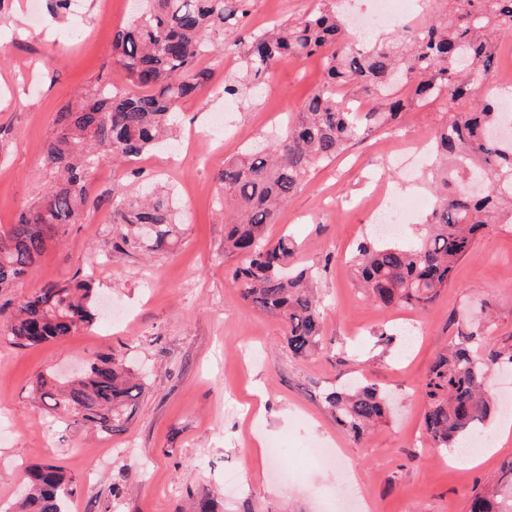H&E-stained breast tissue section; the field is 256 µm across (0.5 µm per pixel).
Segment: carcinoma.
<instances>
[{
  "instance_id": "1",
  "label": "carcinoma",
  "mask_w": 512,
  "mask_h": 512,
  "mask_svg": "<svg viewBox=\"0 0 512 512\" xmlns=\"http://www.w3.org/2000/svg\"><path fill=\"white\" fill-rule=\"evenodd\" d=\"M140 9L118 31L112 55L130 94L112 82L97 85L55 120L45 152L54 182L44 197L0 230V291L11 288L39 264L62 228L82 223L89 200L85 180L99 164H121L156 148H172L178 103L214 90L212 72L195 61L224 45L230 26L246 27L250 0H138ZM448 13L423 25L407 23L392 43L359 47L344 42L346 23L332 0L300 17L251 30L229 47L239 48L250 80L222 84L224 97L255 91L285 61L319 56L323 77L295 117L257 149L245 146L224 161L217 202L224 209V253L238 255L232 279L243 299L286 326V344L306 357L322 340V312L314 292L315 272L293 264L290 235L271 242L267 225L308 183L321 165L348 145L396 122L401 113L442 102L452 113L431 140L434 156L428 184L433 205L424 228L410 243L376 238L356 246L352 263L362 288L385 308H425L448 287L457 265L476 239L503 216H512V140L496 135L506 113L492 85L499 67L498 41L512 37V0H445ZM353 87L367 98L358 112L339 90ZM409 88L400 96V89ZM478 176L484 191L466 188ZM112 223L121 243L146 253L163 252L177 238L173 197L149 184L133 199L112 203ZM98 319L92 279L75 276L48 284L18 300L0 324V335L18 347H34L92 327ZM490 316L460 325L448 351L436 357L423 390L424 416L433 448H454L490 420L489 365L512 367V343L488 336ZM42 406L80 420L105 434L125 431L144 384L112 354L89 363L66 386L37 379ZM325 402L336 423L356 439L381 422L387 400L371 382L350 391L332 390ZM512 460L472 496L469 512H512ZM72 480L54 464L30 468L16 512H68Z\"/></svg>"
}]
</instances>
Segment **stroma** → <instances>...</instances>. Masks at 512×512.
Listing matches in <instances>:
<instances>
[{
  "label": "stroma",
  "instance_id": "35a3bbf8",
  "mask_svg": "<svg viewBox=\"0 0 512 512\" xmlns=\"http://www.w3.org/2000/svg\"><path fill=\"white\" fill-rule=\"evenodd\" d=\"M317 0H253L250 27L310 11ZM132 19L130 0H82L78 15L28 0L0 6V228L15 223L52 183L44 150L57 112L101 80L117 78L112 40ZM322 78L314 56L278 65L262 92L223 100H181V131L196 151L160 150L118 167L94 168L89 198H121L129 170L165 187L185 219L170 251L146 256L116 247L108 206L91 207L49 245L32 274L0 291V305L47 284L91 275L110 309L88 330L35 347L0 337V512L17 500L31 466L51 463L74 482L69 512H186L214 499L217 512H467L470 497L512 459V437L498 433L504 413L482 432L476 462L431 448L424 437L423 383L436 355L476 311L494 321V342H512V222L501 219L459 263L448 288L424 309H384L359 287L349 258L374 222L363 199L384 184L395 194L427 193L391 153L425 146L448 118L447 106L410 108L396 126L371 133L321 166L268 225L291 234L301 265L318 272L323 346L291 355L286 328L243 300L224 252L218 174L247 143L269 138ZM387 333L389 342L378 340ZM147 375L126 431L96 433L35 400L38 375L57 381L107 353ZM363 376L391 398L385 422L354 438L339 426L327 392ZM238 490L227 495L224 482Z\"/></svg>",
  "mask_w": 512,
  "mask_h": 512
}]
</instances>
